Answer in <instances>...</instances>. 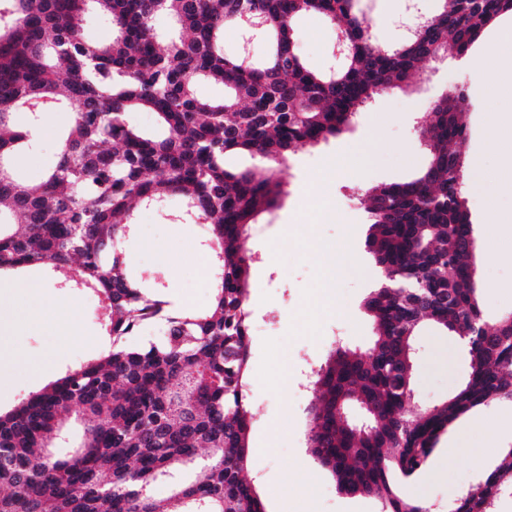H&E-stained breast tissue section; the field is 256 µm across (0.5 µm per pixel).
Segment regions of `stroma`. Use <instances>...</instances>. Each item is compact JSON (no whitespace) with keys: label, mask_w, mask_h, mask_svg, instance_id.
Returning <instances> with one entry per match:
<instances>
[{"label":"stroma","mask_w":512,"mask_h":512,"mask_svg":"<svg viewBox=\"0 0 512 512\" xmlns=\"http://www.w3.org/2000/svg\"><path fill=\"white\" fill-rule=\"evenodd\" d=\"M407 0H360L370 19L375 43L387 48L403 33L397 24ZM295 37L314 67L334 65L336 32L316 16L302 18ZM455 51L425 65L408 86L390 88L358 114L342 135L291 153L284 165L283 192L274 208L263 212L250 228L249 244L256 256L252 267L251 342L247 395L252 413L248 477L258 486L267 512H382L372 497L340 493L329 472L306 449L307 407L313 391L298 395L310 364L324 362L336 342L368 348L373 325L362 307L380 274L366 248L369 215L359 189L401 183L414 177L427 160L425 141L417 127L422 116L449 89H463L467 106L464 152L466 198L477 240L475 262L483 289L481 309L486 323L512 313V226L492 224L486 205L512 212V188L491 180L499 150L487 127L489 112L512 109V99L492 94L478 97ZM73 117L65 106L44 113L48 137L20 153L18 178L37 187L57 160V142ZM357 163H350V156ZM183 205L169 197L162 206L135 212L136 233L126 244L129 270L159 271L172 299L207 309L213 279L202 278L198 263L209 258L205 226L179 224L169 218ZM335 250L338 259L352 258L351 271L335 276L331 302L319 298L326 270L314 247ZM26 279L42 289L36 303L59 309L55 330L22 329L7 336L9 348L21 352L0 388V409L9 410L30 392L41 389L70 367L97 357L95 341L106 333L98 320V300L83 288L62 289L63 271L31 270ZM418 356L413 372L414 405L447 400L464 384L469 361L463 344L433 326L415 338ZM46 367V378L33 369ZM512 419V405L479 406L449 426L426 466L401 490L424 501L430 512H448V504L498 461L499 449L512 446V430H498Z\"/></svg>","instance_id":"35a3bbf8"}]
</instances>
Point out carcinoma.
Here are the masks:
<instances>
[{"instance_id":"obj_1","label":"carcinoma","mask_w":512,"mask_h":512,"mask_svg":"<svg viewBox=\"0 0 512 512\" xmlns=\"http://www.w3.org/2000/svg\"><path fill=\"white\" fill-rule=\"evenodd\" d=\"M255 9L266 55L224 54V26ZM95 11L109 42L85 35ZM512 0H441L410 35L377 48L359 0H0V275L70 267L64 287L96 293L112 345L0 412V512H267L246 477L251 448L246 370L253 253L248 230L277 204L282 171L228 170L229 154L282 163L298 147L347 131L384 90L408 83L439 53L462 55ZM164 13L181 36L162 42ZM318 16L348 46L341 66L311 67L295 24ZM201 78L224 86L196 94ZM74 105L56 164L41 184L18 179L13 158L40 129L44 106ZM465 94L443 95L424 128L427 166L414 179L365 190L368 250L384 277L365 299L374 337L339 345L310 375L321 392L307 448L350 496L383 512H428L393 482L419 473L440 436L478 406L512 403V318L483 321L475 237L462 192ZM156 114L148 135L131 120ZM27 125L14 128L17 112ZM172 195L207 223L219 269L210 307L177 310L160 286L127 272L125 243L138 208ZM466 341L468 380L448 401L408 405L414 339L424 322ZM148 323L161 338L135 348ZM364 413L348 420L352 407ZM82 424L66 455L56 444ZM165 499L154 497L161 479ZM512 493V448L452 502L455 512H497Z\"/></svg>"}]
</instances>
